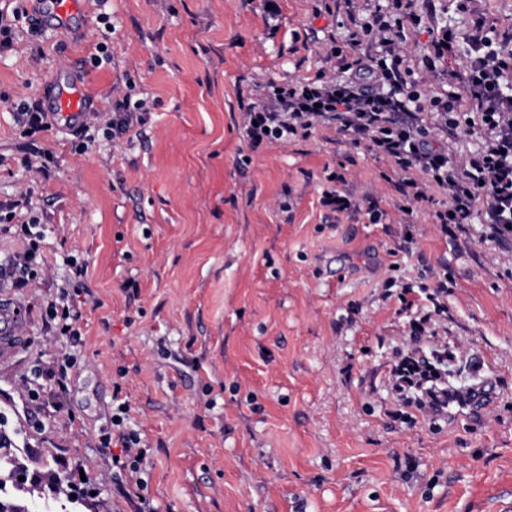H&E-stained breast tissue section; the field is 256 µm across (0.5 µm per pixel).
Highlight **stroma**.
Returning <instances> with one entry per match:
<instances>
[{
  "instance_id": "35a3bbf8",
  "label": "stroma",
  "mask_w": 512,
  "mask_h": 512,
  "mask_svg": "<svg viewBox=\"0 0 512 512\" xmlns=\"http://www.w3.org/2000/svg\"><path fill=\"white\" fill-rule=\"evenodd\" d=\"M59 23L26 6L35 32L0 49V202L30 199L44 264L0 296L28 311V343L0 364V455L21 479L22 512H135L96 448L112 410L129 428L158 512H505L512 506V238L481 240L483 215L443 231L445 191L399 190L393 161L323 124L308 136L250 144L241 118L273 87L340 77L348 30L333 0H79ZM402 43L422 94L446 95L465 62L468 19L456 0H413ZM459 49L422 60L447 29ZM81 89L84 137L54 114ZM144 121L120 141L104 128L116 101ZM40 103L53 128L23 137L16 115ZM436 147L462 164L484 139L449 133L424 111ZM50 153L49 176L35 170ZM353 202L334 212L322 196ZM31 213V214H34ZM31 214L0 212V260L22 254ZM85 278L69 280L71 262ZM68 284L79 344L54 341L41 314ZM443 286L442 324L459 388L490 381L477 421L433 422L399 406L390 371L412 348L417 316L402 288ZM75 353L66 389L23 395L34 365ZM81 463L90 495L51 490L56 460Z\"/></svg>"
}]
</instances>
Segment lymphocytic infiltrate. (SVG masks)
<instances>
[{"instance_id": "obj_1", "label": "lymphocytic infiltrate", "mask_w": 512, "mask_h": 512, "mask_svg": "<svg viewBox=\"0 0 512 512\" xmlns=\"http://www.w3.org/2000/svg\"><path fill=\"white\" fill-rule=\"evenodd\" d=\"M412 0H396L397 14L387 19L377 13L353 18L355 27L349 43L341 79L322 76L288 86L274 87L261 105L243 116L250 143L263 139L285 141L308 133L315 124L334 122L354 136L369 140L401 171L421 168L430 179L448 191V207L436 211L439 224L462 226L470 223L476 209H484L488 221L485 238L512 236V95L503 82L512 76V50L491 48L486 36V19L472 14L467 62L454 74L475 106L474 113L456 109L457 93H449L441 110L448 117L449 131L467 126L477 118L486 146L468 158L461 168H452L447 154L432 147L427 130L413 109L420 97L412 88L410 71L400 54L406 24L415 22ZM45 327L51 336L79 342V315L68 289H61L44 311ZM416 334H428L429 349L408 351L390 371L391 385L400 402L416 407L431 420L452 419L467 410L475 388L451 390L442 384L448 372V343L436 329L416 326ZM111 428L98 436L100 452L111 458L114 480L128 478L144 488L141 437L129 429L128 409L118 406Z\"/></svg>"}]
</instances>
